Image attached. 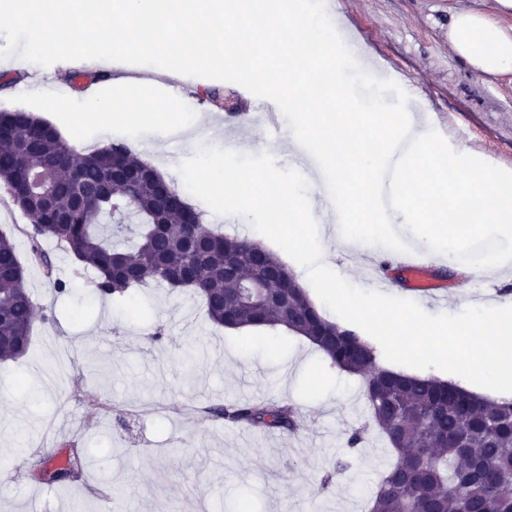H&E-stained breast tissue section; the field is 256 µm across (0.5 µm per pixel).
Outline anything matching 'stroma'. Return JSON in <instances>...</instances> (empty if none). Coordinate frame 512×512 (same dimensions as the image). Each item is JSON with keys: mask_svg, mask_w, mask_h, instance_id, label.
<instances>
[{"mask_svg": "<svg viewBox=\"0 0 512 512\" xmlns=\"http://www.w3.org/2000/svg\"><path fill=\"white\" fill-rule=\"evenodd\" d=\"M490 11L493 0H336V12L364 43L378 70L411 86L407 107L448 144L467 145L479 158L512 169V76H477L451 49L448 20L465 9ZM16 71L0 72V110L41 114L59 130L67 119L52 102L26 93ZM166 109L184 123L212 116L229 151L244 136L266 143L255 116L264 107L242 86L192 77L181 91L156 89ZM80 151L114 143L138 157L158 151L170 160L167 182L186 187L179 165L193 155L181 137L159 127L136 134L125 126L89 127L73 137ZM255 166L302 177L306 197L325 193L321 170L303 147L291 157L253 156ZM337 272L365 287L374 271L404 281L392 250L350 248L341 233L322 236ZM56 275L69 291L59 295L41 272L27 270L38 306L53 321L36 320L23 359L0 363V512H364L390 456L376 434L357 448L347 439L366 417L361 379L332 366L309 341L280 329L227 330L212 324L192 293L166 287L135 288L121 298H101L90 272H75L63 251L47 243ZM434 280L458 306L478 289L512 293V276L495 275L437 253ZM164 339L146 340L150 327ZM110 402L112 412L88 421L86 400ZM283 400L298 406L302 426L283 435L218 420L203 422L201 407L234 401ZM54 431L67 449L89 460L69 492L36 482L31 465L40 436Z\"/></svg>", "mask_w": 512, "mask_h": 512, "instance_id": "1", "label": "stroma"}]
</instances>
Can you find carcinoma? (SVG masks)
<instances>
[{"label": "carcinoma", "mask_w": 512, "mask_h": 512, "mask_svg": "<svg viewBox=\"0 0 512 512\" xmlns=\"http://www.w3.org/2000/svg\"><path fill=\"white\" fill-rule=\"evenodd\" d=\"M0 129L23 144L0 156V183L12 189L14 206L30 177L46 171L54 213L71 216L68 224L27 233L24 261L12 233L0 230L1 361L23 357L31 345L36 302L27 265L41 267L56 293L68 292L44 248L53 239L77 269L94 273L103 297H122L135 286L186 287L215 325L282 328L307 339L338 369L361 376L367 422L394 457L368 512H512V401L389 370L366 337L320 314L295 274L264 246L205 224L180 196L165 199L127 146L78 152L31 112H0ZM114 170L127 181L109 189ZM205 418L286 434L300 427L299 408L276 400L213 405Z\"/></svg>", "instance_id": "carcinoma-1"}]
</instances>
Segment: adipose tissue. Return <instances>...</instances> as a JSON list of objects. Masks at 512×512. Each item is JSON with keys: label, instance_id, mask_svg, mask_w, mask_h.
Returning a JSON list of instances; mask_svg holds the SVG:
<instances>
[{"label": "adipose tissue", "instance_id": "adipose-tissue-1", "mask_svg": "<svg viewBox=\"0 0 512 512\" xmlns=\"http://www.w3.org/2000/svg\"><path fill=\"white\" fill-rule=\"evenodd\" d=\"M498 16L462 9L451 14L448 22V42L457 56L464 59L479 75L501 76L512 73V25L501 23V16L512 13V0H495ZM153 96L124 88L116 95L106 96L99 87H92L80 104L70 99L58 100L56 108L80 122L85 112H94L101 126L119 119L137 123L141 112L153 107ZM199 194L217 200H232L240 194L232 168L224 164L221 141H212L206 159L194 176ZM467 329L457 348L484 359V367L467 373L449 367V380L481 392L494 399L512 397V316L488 309L465 313Z\"/></svg>", "mask_w": 512, "mask_h": 512}]
</instances>
